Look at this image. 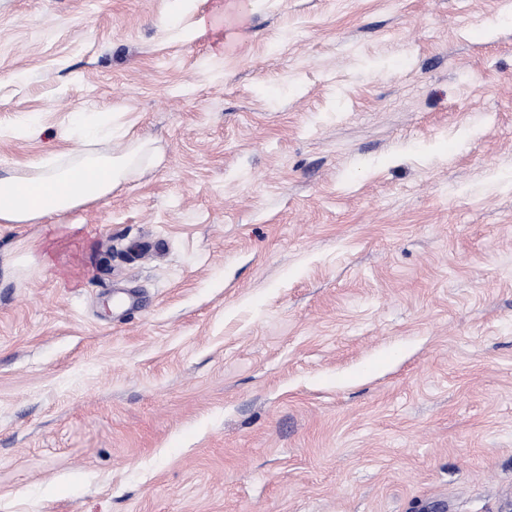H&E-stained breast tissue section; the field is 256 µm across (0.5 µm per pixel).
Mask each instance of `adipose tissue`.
I'll use <instances>...</instances> for the list:
<instances>
[{
  "label": "adipose tissue",
  "mask_w": 512,
  "mask_h": 512,
  "mask_svg": "<svg viewBox=\"0 0 512 512\" xmlns=\"http://www.w3.org/2000/svg\"><path fill=\"white\" fill-rule=\"evenodd\" d=\"M135 158L89 151L74 161L46 168L32 161V176L0 174V223L27 224L111 196Z\"/></svg>",
  "instance_id": "ef3b65f1"
}]
</instances>
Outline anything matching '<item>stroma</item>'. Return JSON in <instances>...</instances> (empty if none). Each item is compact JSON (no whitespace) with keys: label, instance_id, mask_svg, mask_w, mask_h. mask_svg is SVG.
Segmentation results:
<instances>
[{"label":"stroma","instance_id":"stroma-1","mask_svg":"<svg viewBox=\"0 0 512 512\" xmlns=\"http://www.w3.org/2000/svg\"><path fill=\"white\" fill-rule=\"evenodd\" d=\"M80 112L153 151L0 223V512H512V0H0V170Z\"/></svg>","mask_w":512,"mask_h":512}]
</instances>
